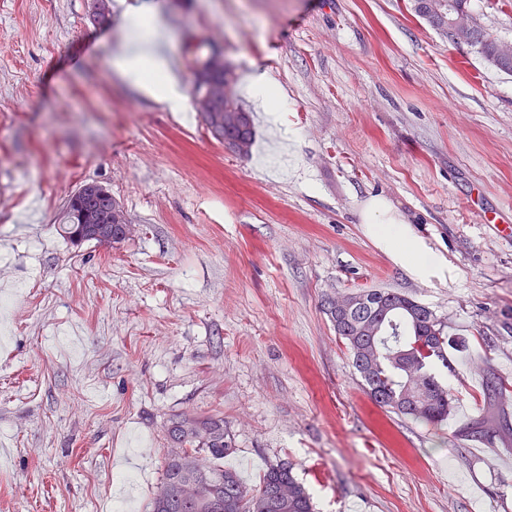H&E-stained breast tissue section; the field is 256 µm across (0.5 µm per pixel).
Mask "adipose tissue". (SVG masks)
<instances>
[{
  "instance_id": "obj_1",
  "label": "adipose tissue",
  "mask_w": 512,
  "mask_h": 512,
  "mask_svg": "<svg viewBox=\"0 0 512 512\" xmlns=\"http://www.w3.org/2000/svg\"><path fill=\"white\" fill-rule=\"evenodd\" d=\"M110 65L120 76L139 87L144 95L166 103L173 110H180L176 81L167 77L155 82L150 78L152 72L163 69L161 59L154 51L153 39L141 40L134 49L111 60ZM364 218L371 234L413 274H423L439 265V257L410 235L385 198L374 196L368 199L364 205Z\"/></svg>"
}]
</instances>
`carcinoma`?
Listing matches in <instances>:
<instances>
[{"label":"carcinoma","mask_w":512,"mask_h":512,"mask_svg":"<svg viewBox=\"0 0 512 512\" xmlns=\"http://www.w3.org/2000/svg\"><path fill=\"white\" fill-rule=\"evenodd\" d=\"M467 0H413V10L433 29L448 25V2ZM473 43L482 57L501 72L512 74V58L499 51L500 40L482 27ZM218 77L208 67L194 70L195 91L199 92ZM211 137L240 158L250 156L254 144L251 113L237 95L219 97L202 115ZM93 215L112 214V244L120 245L134 236V225L124 206L112 192L95 181L83 184L81 207L65 205L62 230L68 239L78 224L81 211ZM337 339L345 346L352 366L371 398L414 422L436 426L455 408L456 396L442 380L440 369L452 374L456 368L449 350L466 348V339L452 333L445 319L423 303L388 288H356L339 295V300L323 306ZM484 395L489 401L512 396V383L485 370ZM501 428L477 421L470 435L492 440ZM171 447L181 455L168 456L164 483L192 475L198 457L209 462L206 484L219 488L217 498L206 504L186 503L157 493L151 512H313L311 497L287 463L269 466L259 484L249 486L239 473L224 464L231 454L232 438L224 417L181 412L167 428Z\"/></svg>","instance_id":"obj_1"}]
</instances>
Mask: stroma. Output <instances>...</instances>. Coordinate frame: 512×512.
Returning a JSON list of instances; mask_svg holds the SVG:
<instances>
[{
	"mask_svg": "<svg viewBox=\"0 0 512 512\" xmlns=\"http://www.w3.org/2000/svg\"><path fill=\"white\" fill-rule=\"evenodd\" d=\"M112 0H0V512H150L183 411L220 414L249 485L287 461L314 512H512V435L485 366L512 382V75L430 28L412 0H151L173 112L122 81L135 41ZM512 43V0H468ZM210 37L240 76L268 69L283 139L255 129L243 159L193 104L188 45ZM94 180L136 234L64 237L71 193ZM384 197L441 257L406 272L363 218ZM390 288L468 348L445 379L458 410L417 424L367 395L326 298Z\"/></svg>",
	"mask_w": 512,
	"mask_h": 512,
	"instance_id": "obj_1",
	"label": "stroma"
}]
</instances>
